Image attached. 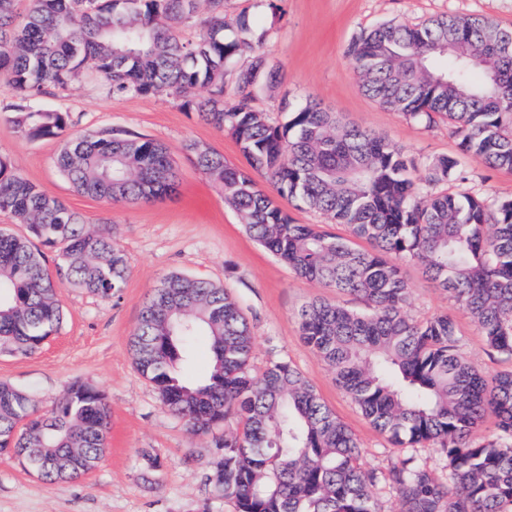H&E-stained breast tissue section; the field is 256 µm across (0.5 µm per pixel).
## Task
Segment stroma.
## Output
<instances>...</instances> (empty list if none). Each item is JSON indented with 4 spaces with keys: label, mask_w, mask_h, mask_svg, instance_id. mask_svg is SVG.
<instances>
[{
    "label": "stroma",
    "mask_w": 512,
    "mask_h": 512,
    "mask_svg": "<svg viewBox=\"0 0 512 512\" xmlns=\"http://www.w3.org/2000/svg\"><path fill=\"white\" fill-rule=\"evenodd\" d=\"M282 7L280 19L259 15L271 26L260 52L279 71L280 81L260 91L255 105L272 121L284 122L287 109L314 99L343 124L384 137L412 158L420 196L431 191L423 181L426 165L450 156L460 175L450 190L512 198V171L488 167L463 151L447 122L428 128L365 96L349 55L356 38L390 21L415 25L440 14H480L512 27V0H284ZM15 101L0 77V156L14 173L87 217L91 225H111L127 258L128 275L109 300L58 284L64 310L58 332L29 355L0 351V382L31 393L40 411H50L73 383L81 382L100 391L111 412L104 457L79 480L48 483L17 460L0 458V512H236L234 500L207 482L223 449L216 447L213 435L191 432L162 405L155 387L137 371L130 350L147 296L172 273L211 280L234 296L255 337L252 371L258 374L285 360L309 381L356 437L362 468L377 474L372 494L383 512L399 510L386 479L396 462L411 459L436 478H447L448 460L441 448L429 443L395 446L369 423L300 335L298 312L313 300L361 312L365 303L298 277L266 252L185 151L186 143L194 141L222 154L228 164L245 167L233 138L182 109L175 97L113 96L91 78L41 96L39 108L68 114L67 135L140 134L164 144L176 161L179 182L171 195L149 202H107L78 193L61 172L57 157L62 138L34 139L14 127L8 107ZM401 269L410 290L411 318L425 321L449 314L461 355L486 383L512 369V359L487 347L471 313L429 280L418 263H402Z\"/></svg>",
    "instance_id": "1"
}]
</instances>
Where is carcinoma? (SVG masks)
I'll return each mask as SVG.
<instances>
[{
	"instance_id": "1",
	"label": "carcinoma",
	"mask_w": 512,
	"mask_h": 512,
	"mask_svg": "<svg viewBox=\"0 0 512 512\" xmlns=\"http://www.w3.org/2000/svg\"><path fill=\"white\" fill-rule=\"evenodd\" d=\"M205 2L206 32L184 42L177 26ZM0 0V71L18 102L10 121L32 138L59 137L68 116L32 105L78 81L88 68L114 96L168 92L206 124L231 136L249 170L197 143L198 169L224 193L249 235L307 280L361 298L368 311L314 301L299 313L302 339L333 370L336 383L371 425L394 443L433 442L446 454L440 481L405 459L388 473L399 512H512V370L485 380L459 352L448 314L424 322L406 313L409 288L390 256L419 263L426 276L469 309L488 348L512 358V200L441 190L422 201L413 160L369 131L340 125L314 99L283 124L254 106L278 82L258 48L268 31L241 12L224 36L226 0ZM367 96L431 127L452 123L462 150L512 170V28L479 15H440L422 24H383L350 47ZM244 64L226 93V63ZM208 93L195 96L192 90ZM57 163L73 188L113 202L170 195L178 173L167 148L146 136L110 132L66 140ZM298 207L345 224L371 244L355 248L319 224H297L251 173ZM456 161L426 169L433 186L457 180ZM0 212L26 234L0 230V348L32 354L60 327L56 284L109 299L128 272L112 229L83 216L11 171L0 157ZM55 248L49 268L41 247ZM212 342L208 377L187 382L190 339ZM134 362L162 403L192 431L233 418L208 480L238 512H380L359 466L357 439L288 362L255 375L254 336L224 287L172 274L146 300L130 338ZM492 413L497 433L470 436ZM111 424L105 398L75 383L50 413L0 383V456L46 482L73 481L100 462Z\"/></svg>"
}]
</instances>
